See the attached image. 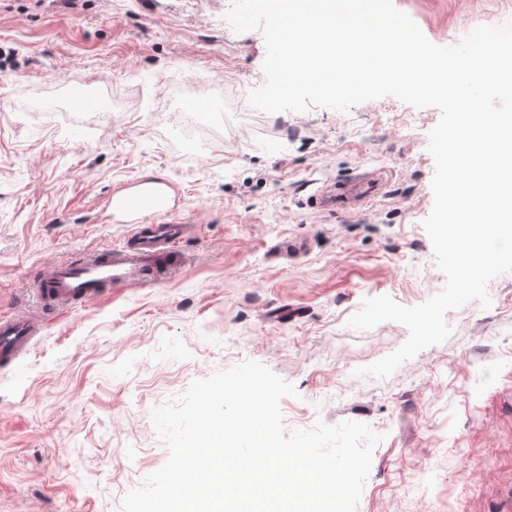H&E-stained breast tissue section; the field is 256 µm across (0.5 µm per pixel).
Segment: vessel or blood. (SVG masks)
Instances as JSON below:
<instances>
[{"instance_id":"vessel-or-blood-1","label":"vessel or blood","mask_w":512,"mask_h":512,"mask_svg":"<svg viewBox=\"0 0 512 512\" xmlns=\"http://www.w3.org/2000/svg\"><path fill=\"white\" fill-rule=\"evenodd\" d=\"M380 178L357 177L342 187L327 186L314 196L320 207L348 208L374 197ZM173 186L131 184L114 190L107 207L134 232L119 246L104 248L78 262H60L43 272L32 292L39 311L27 316L0 315V365L17 364L45 328V318L101 299L114 288L158 285L182 265L179 244L188 234L184 224H150L147 216L171 213Z\"/></svg>"}]
</instances>
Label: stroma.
Instances as JSON below:
<instances>
[{"label":"stroma","instance_id":"1","mask_svg":"<svg viewBox=\"0 0 512 512\" xmlns=\"http://www.w3.org/2000/svg\"><path fill=\"white\" fill-rule=\"evenodd\" d=\"M232 0H0V314H30L49 266L122 245L104 200L131 181L180 196L185 263L161 286L119 288L47 319L19 372L0 370V512H122L169 449L153 409L245 360L292 384L286 430L370 426L381 439L356 512H512V273L490 308L450 311L449 337L390 376L363 367L409 337L348 324L364 299L425 303L445 286L422 222L438 109L387 96L342 112L268 114L264 37L226 21ZM437 45L512 23V0H393ZM206 75L222 118L196 158L162 92ZM89 107L75 111L73 100ZM383 171L359 209L307 199ZM301 243L283 254L288 241Z\"/></svg>","mask_w":512,"mask_h":512}]
</instances>
